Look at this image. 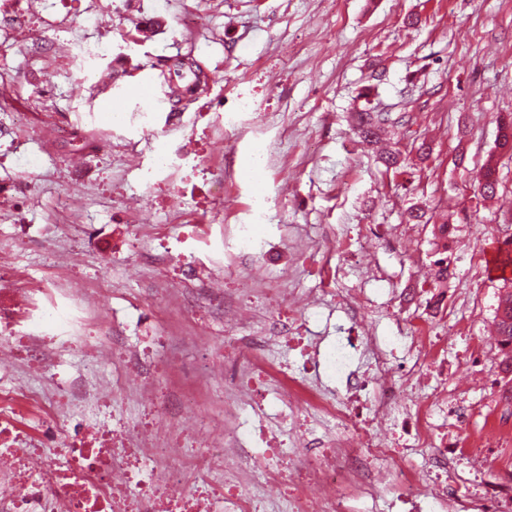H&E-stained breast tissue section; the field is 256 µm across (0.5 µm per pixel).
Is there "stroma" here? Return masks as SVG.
<instances>
[{
	"label": "stroma",
	"mask_w": 512,
	"mask_h": 512,
	"mask_svg": "<svg viewBox=\"0 0 512 512\" xmlns=\"http://www.w3.org/2000/svg\"><path fill=\"white\" fill-rule=\"evenodd\" d=\"M111 6L112 45L105 56L72 55L40 72L53 85L43 98L30 74L32 51L18 45L0 56V80L11 82L28 125L0 119V186L24 183L17 213L0 215V270L50 288L56 254L74 257L66 284L98 291L111 334L120 348L145 349L160 330L188 333L161 290L177 287L180 271L144 266L132 275L114 258L122 227L116 188L141 194L140 176L128 172L118 145L134 143L143 160L160 144L195 142L210 156L199 179L183 171L170 194L202 220L224 213L228 224H250L268 239L265 257L252 268L215 252L216 266L253 274L271 288H310L321 275L337 287L364 289L379 335L407 343L409 325L428 321L447 335L485 342L493 362L491 393L474 392L475 407L503 394L499 353L491 336L500 279L487 273L490 251L511 233L512 156L497 153L498 114L512 113V0H100ZM200 18L196 36L181 28L185 11ZM147 25L141 42L122 41V31ZM193 49L212 68L208 97L224 106V118L200 117L197 105L172 111L167 96L146 105L131 87L142 75L159 78L170 57ZM113 71L100 89L79 81L84 67ZM369 98H361L363 88ZM122 103L120 118L106 120L103 98ZM391 112L398 125L386 140L413 158L411 168H386L355 129L366 107ZM150 111L149 125L138 116ZM431 148L416 158L420 144ZM496 155L495 199L475 195L476 176ZM260 163L265 179L262 209H249L254 192L241 171ZM69 197L73 213L59 210ZM420 205L434 224L409 222ZM449 222V239L434 225ZM335 228L351 246L348 257L327 259L318 248ZM452 274L435 283L436 259ZM414 286L419 300L395 313L392 294ZM157 289L146 311L129 312L142 289ZM440 289L443 312L426 308L423 294Z\"/></svg>",
	"instance_id": "obj_1"
}]
</instances>
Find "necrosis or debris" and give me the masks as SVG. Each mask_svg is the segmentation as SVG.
<instances>
[{"mask_svg": "<svg viewBox=\"0 0 512 512\" xmlns=\"http://www.w3.org/2000/svg\"><path fill=\"white\" fill-rule=\"evenodd\" d=\"M92 18L95 47L107 50L112 17L96 14L94 0H60L29 39L39 49ZM189 166L204 170L209 160L162 148L145 184H171ZM124 223L131 266L144 238L164 245L163 264L182 267L184 253L166 247L171 234L193 244L208 236L206 222L186 213L174 230L131 212ZM216 280L209 274L204 290L166 292L183 313L203 299L224 321L223 339L203 342L190 379L178 365L146 373L143 355L92 341L80 373L47 371L49 355L73 348L67 317L50 304L19 323L32 289L0 287V512H260L253 485L267 503L283 495L288 512H512V426L488 419L461 430L473 416L463 394L492 385L478 346L467 344L468 382L452 397L432 383L447 338L424 322L403 347L363 334L365 292L289 289V333L253 335L244 291L254 280L237 288ZM322 298L347 321L329 345L311 327ZM273 344L294 362H269ZM115 361L136 377L147 418L124 428L87 424L79 418L85 403L102 410L109 400L96 373ZM328 371L344 379L342 393L323 386ZM275 415L287 429L271 425Z\"/></svg>", "mask_w": 512, "mask_h": 512, "instance_id": "necrosis-or-debris-1", "label": "necrosis or debris"}]
</instances>
